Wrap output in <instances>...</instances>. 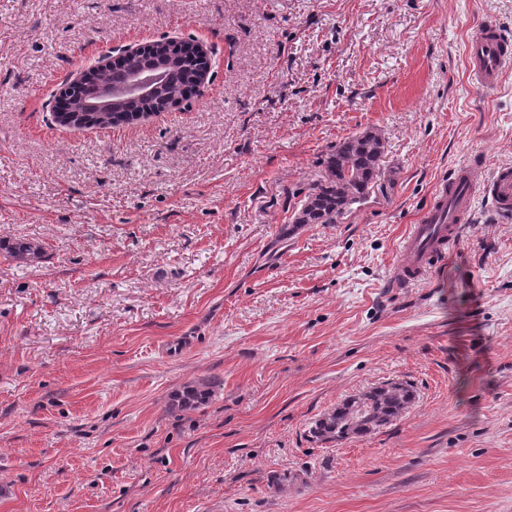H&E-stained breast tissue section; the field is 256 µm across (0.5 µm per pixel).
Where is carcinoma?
I'll return each instance as SVG.
<instances>
[{"instance_id":"cac0c4a2","label":"carcinoma","mask_w":512,"mask_h":512,"mask_svg":"<svg viewBox=\"0 0 512 512\" xmlns=\"http://www.w3.org/2000/svg\"><path fill=\"white\" fill-rule=\"evenodd\" d=\"M156 45L122 60L121 67L135 69L156 63L166 75L165 85L149 102L138 108L147 113L159 106L171 104L185 95V89L195 86L199 62L168 46L164 57L155 55ZM73 89L75 107L71 126L74 128H102L114 125V112H84L80 103L88 88ZM385 152V140L376 130H365L348 136L333 146L323 159L324 175L313 184L295 207L292 223L336 224L352 207L364 202L380 177V162ZM10 257L19 263H32L43 258L45 247L26 240L0 242ZM207 393L193 387L178 396V407L192 408L205 402ZM415 400L413 388L403 382L391 381L364 393L346 399L341 405L318 419L312 427V436L320 441H343L363 437L378 431L408 411Z\"/></svg>"}]
</instances>
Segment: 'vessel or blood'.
I'll return each mask as SVG.
<instances>
[{"label":"vessel or blood","mask_w":512,"mask_h":512,"mask_svg":"<svg viewBox=\"0 0 512 512\" xmlns=\"http://www.w3.org/2000/svg\"><path fill=\"white\" fill-rule=\"evenodd\" d=\"M470 73L485 89L497 86L506 67L512 66V42L496 25L484 24L469 45ZM482 192L503 221L512 220V166L484 176L476 161L453 172L442 182L420 223L412 225L402 241L395 274L412 283L424 279L457 246L472 215L475 192Z\"/></svg>","instance_id":"1"}]
</instances>
